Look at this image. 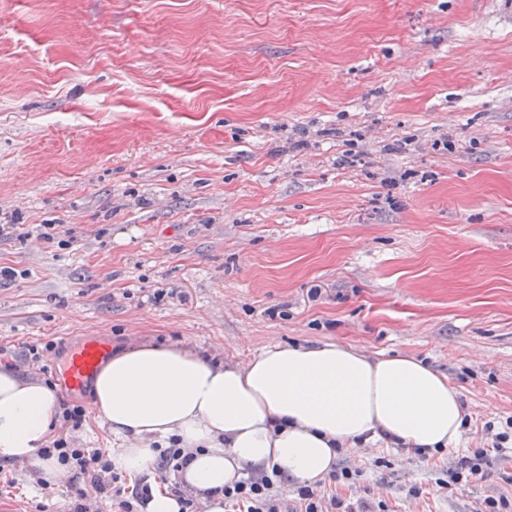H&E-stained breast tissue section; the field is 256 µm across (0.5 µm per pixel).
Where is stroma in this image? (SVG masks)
<instances>
[{
  "instance_id": "stroma-1",
  "label": "stroma",
  "mask_w": 512,
  "mask_h": 512,
  "mask_svg": "<svg viewBox=\"0 0 512 512\" xmlns=\"http://www.w3.org/2000/svg\"><path fill=\"white\" fill-rule=\"evenodd\" d=\"M1 224L30 237L0 235V363L58 399L92 394L28 345L413 357L459 389L461 439L354 445L319 490L512 497V460L440 486L512 416V0H0ZM43 504L70 512L65 483L0 468V512Z\"/></svg>"
}]
</instances>
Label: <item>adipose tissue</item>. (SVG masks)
<instances>
[{
    "label": "adipose tissue",
    "mask_w": 512,
    "mask_h": 512,
    "mask_svg": "<svg viewBox=\"0 0 512 512\" xmlns=\"http://www.w3.org/2000/svg\"><path fill=\"white\" fill-rule=\"evenodd\" d=\"M55 393L0 367V463L28 461L47 482L64 473L39 451L52 430ZM90 409L130 475L154 472L156 444L178 439L193 456L179 475L206 512H224V489L247 469L325 478L343 448L392 439L432 453L459 440L464 412L447 376L412 357L370 358L334 342L273 346L238 367L175 346L114 351L93 383Z\"/></svg>",
    "instance_id": "1"
}]
</instances>
